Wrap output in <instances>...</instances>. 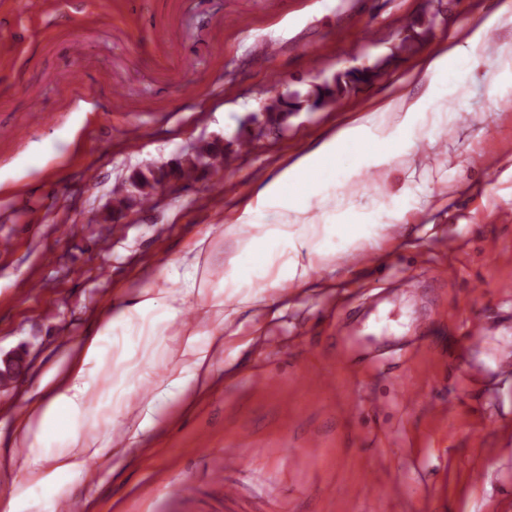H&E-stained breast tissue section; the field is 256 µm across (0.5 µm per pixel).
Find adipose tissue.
I'll list each match as a JSON object with an SVG mask.
<instances>
[{
	"label": "adipose tissue",
	"instance_id": "1",
	"mask_svg": "<svg viewBox=\"0 0 512 512\" xmlns=\"http://www.w3.org/2000/svg\"><path fill=\"white\" fill-rule=\"evenodd\" d=\"M512 12L503 0L470 35L463 51L430 55L425 63L427 91L394 126L373 112L301 156L264 184L252 202L239 210L227 232L246 234L242 248L229 261L217 284L199 278L201 262L214 248L203 234L192 257L171 261L155 279L125 304L104 312L86 336L68 369L58 379H44L26 414L16 423L18 447L28 458L51 460L50 468L32 475L24 488L0 495V512H29L35 499L54 500L62 490L76 492V480L87 456L109 457L110 436L89 438L104 411L113 418L132 415L129 441L155 427L164 403L182 394L189 382L206 384L213 370L211 352L224 340L226 296L256 282L274 287L289 283L304 287L318 264L336 252L356 251L375 234L373 224H350L338 199L364 171L388 166L396 154L410 151L425 127L449 121V100L457 98L465 78L478 65V51L501 15ZM383 149H375V142ZM186 288H178V278ZM205 307L207 326L184 320L192 306ZM180 330L171 350L172 365L153 381L152 394L141 386L151 381L160 337L172 324ZM110 386L97 391L99 380Z\"/></svg>",
	"mask_w": 512,
	"mask_h": 512
}]
</instances>
